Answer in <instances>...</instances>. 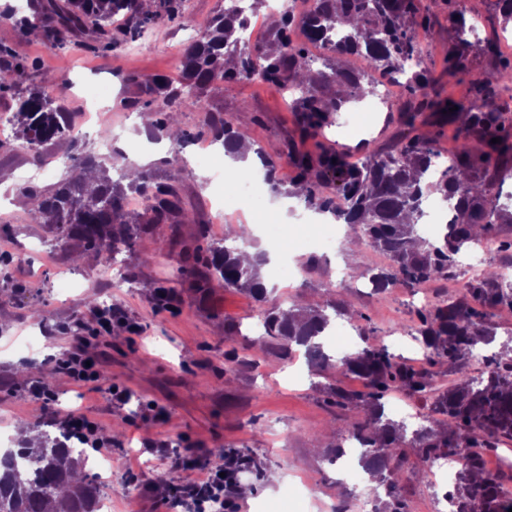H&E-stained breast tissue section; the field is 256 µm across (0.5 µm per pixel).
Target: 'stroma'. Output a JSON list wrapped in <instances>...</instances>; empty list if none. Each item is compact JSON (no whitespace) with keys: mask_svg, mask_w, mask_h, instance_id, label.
I'll use <instances>...</instances> for the list:
<instances>
[{"mask_svg":"<svg viewBox=\"0 0 512 512\" xmlns=\"http://www.w3.org/2000/svg\"><path fill=\"white\" fill-rule=\"evenodd\" d=\"M223 7L224 0H184L175 21L151 26L131 46L109 51L89 50L86 39L80 37L61 45L48 44L23 33L16 20L0 22V44L9 48L15 60L31 66V83L51 75L65 83L64 103L77 119L85 104L101 90H109V110L101 124L119 131L112 152L100 147L101 125L84 127L35 152L10 138L0 141V239L6 240L10 253L9 259L0 261V432L13 431L21 423L42 432L52 419L69 413L93 416L112 437V471L95 477L110 503L109 512H172L167 489L180 483L185 473L169 460L142 452L141 443L147 439L168 441L179 453L196 445L204 463L228 448L244 453L249 471L241 484L250 493L239 498L241 512H317L365 491V482L340 479L330 455L347 439L357 413L336 406L327 393L330 383L338 381L359 390L362 381L340 366L314 373L303 352L285 360L275 347L257 343L248 324L258 316L259 307L245 293L219 286L199 291L191 286L182 259L184 248L220 239L236 225L282 228V243L299 274L286 286L274 274V261L261 266L272 304L284 309L340 305L344 315L332 316L331 321L351 326L347 353L368 343L383 345L394 355L429 367L443 383L456 379L447 363H427L422 352L397 345L395 335L414 333L419 312L430 298L465 291L468 282L477 280V273L465 263H458L451 277L378 294L356 274H349L342 284L337 274L353 257L365 259L372 267L386 265L382 253L356 234L341 236L332 253H310L304 240L319 232V225L306 221L303 206L278 211L271 188H264L260 205L246 203L239 213L219 217L216 204L223 185L217 177L227 173L228 156L221 144L212 143L201 113L188 102L178 114L187 135L179 165L168 164L171 145L166 141L151 160H144L154 110L133 111L125 108V101L138 96L139 84L146 78L179 79L183 49L195 37L199 22ZM452 11L482 18L488 31L498 27L500 19L495 0H433L424 59L433 77L429 92L435 98L465 100L473 95V82L496 85L497 72L492 58L474 49L467 54L464 72L447 73L445 60L457 45L448 23ZM393 94L398 104H384L380 110L396 115V122L375 126L364 151L348 155L350 165H360L367 155L389 148L395 131L406 129L400 104L408 100V90L400 83ZM209 103L249 142L272 155H287L295 147L312 153L333 148L346 123L357 118L350 108H343L317 137L300 139L286 94L259 79L229 89H210ZM62 155L93 158L119 184L131 164L144 166L158 180L178 175L179 193L193 223L178 230L152 227L118 265L109 268L98 265L91 255L80 256L61 247L42 257L30 254V244L48 245L52 236L46 225L29 223L27 191L46 190L73 175V168L54 166V158ZM170 287L176 290V301L168 308H155L156 292ZM91 297L103 307L122 306L141 332L131 338L117 329L111 337L95 341L91 352L99 359L98 386L67 377L53 379L59 401L41 411L24 389L65 353L66 328L87 315L85 302ZM25 335L41 337L42 350L30 354L15 349V338ZM112 385L129 390L130 402L112 400L108 393ZM150 401L167 411V421L141 412V404ZM398 464L405 470L406 512H424L435 490L429 480L414 474L418 448L406 445ZM303 482L310 485L316 503H295L294 495Z\"/></svg>","mask_w":512,"mask_h":512,"instance_id":"1","label":"stroma"}]
</instances>
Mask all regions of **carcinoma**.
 <instances>
[{
	"label": "carcinoma",
	"instance_id": "1",
	"mask_svg": "<svg viewBox=\"0 0 512 512\" xmlns=\"http://www.w3.org/2000/svg\"><path fill=\"white\" fill-rule=\"evenodd\" d=\"M149 2L146 9L144 0H47L41 15L21 19L20 27L53 44L89 32L94 37L89 48L112 49L136 42L148 26L177 16L181 0ZM224 2V11L200 23L198 38L185 47L181 81L172 83L163 76L147 79L140 85V96L129 103L134 109L157 105L160 118L153 125L152 138L168 132L175 122V107L189 100L203 114L213 141L234 157L246 135L211 110L208 91L215 84L227 88L260 78L287 88L301 138L307 139L318 135L345 104L373 95L377 78L404 76L410 93L404 106L410 131L395 141L391 151L371 156L359 168L326 153L288 156L297 169L298 184L305 189L304 206L332 214L371 247L391 254L388 266L365 268L378 290L414 288L446 277L458 255L498 225L512 224V194L501 201L503 183L497 179L501 170L512 166V116L500 103L504 96L512 99V61L500 56L496 43L486 44V51L494 56L498 85L478 86L479 97L466 106L427 93L430 77L422 67L423 48L414 41L410 26L413 21L430 27L429 6L422 0H311L308 10L299 15L278 12L271 39L259 45L243 41L245 18L229 0ZM118 15L125 16L126 24L116 29L112 18ZM448 21L458 35V48L446 60L448 73L454 74L465 70L466 49L472 45L469 37L477 35V29L454 12ZM294 27L302 30L307 42L322 44L331 56L315 65L306 50L291 40L289 31ZM355 55L366 58L367 71L331 63ZM28 76L27 67L11 60L10 50L0 46V92L12 91ZM453 106L457 110L449 111ZM11 121L15 138L31 150L71 136L73 128L70 112L62 104V89L53 81L18 97ZM447 121L465 136L453 163L434 173L437 152L433 139L420 127ZM493 138L500 142L491 143ZM253 152L267 182L278 189V159L261 146ZM129 189L145 200L143 212L135 216L127 211V192L103 174L93 190L72 178L35 197L28 219L47 225L56 244L71 245L110 266L150 226L179 229L189 216L174 178L154 182L150 174L140 172ZM431 195L452 201L446 232L436 240L417 232ZM239 252L222 242L204 251L187 250L196 287L216 283L265 301L267 289L259 276L265 255L260 253L255 263L244 265ZM467 294V301L442 303L421 313L416 330L426 356L447 361L459 374L455 383L439 385L434 373L415 368L383 345L368 344L343 360L348 372L365 380L367 391H349L337 383L328 387L336 405H352L364 413L363 419L352 423L349 436L368 448L361 460L376 483L372 493L382 487L388 497L376 512H403L396 461L408 427L389 418L383 402L394 390L430 400L426 424L412 432V443L420 449L416 474L426 478L436 459L462 456L463 470L449 497L450 512H507L503 501L512 491L505 486L506 473H489L484 457L512 441V358L501 352L492 355L478 379L468 376L465 367L477 345L495 343L490 310L503 304L512 307V287L491 269L469 285ZM329 324L323 309L296 313L272 308L265 312L264 331L257 342L276 346L283 357L301 347L314 371L321 373L332 367L319 341ZM84 466L82 452L47 433L34 447L10 450L0 457V512H99L102 492L81 475Z\"/></svg>",
	"mask_w": 512,
	"mask_h": 512
}]
</instances>
